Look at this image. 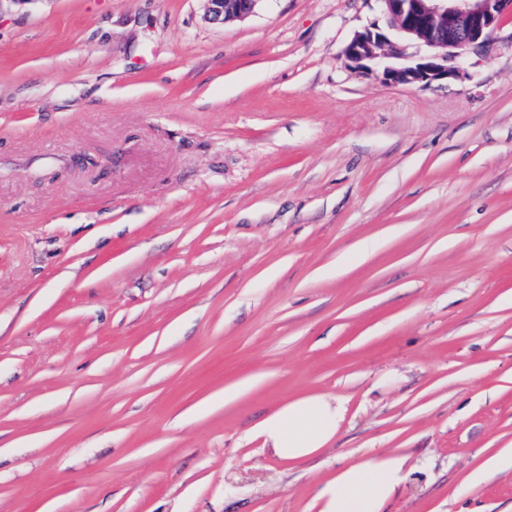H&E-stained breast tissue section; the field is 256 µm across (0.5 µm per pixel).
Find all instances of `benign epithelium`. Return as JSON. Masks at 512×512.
I'll list each match as a JSON object with an SVG mask.
<instances>
[{
    "mask_svg": "<svg viewBox=\"0 0 512 512\" xmlns=\"http://www.w3.org/2000/svg\"><path fill=\"white\" fill-rule=\"evenodd\" d=\"M262 0H206V17L215 25L244 19L255 13ZM390 23L405 36L434 53L409 59L407 47L390 40L376 27L356 33L344 55L353 69L367 68L374 49L383 48L403 64L383 70V80L395 85H429L458 80L467 73L458 60V50L479 49L501 23L512 3L509 0H379Z\"/></svg>",
    "mask_w": 512,
    "mask_h": 512,
    "instance_id": "obj_1",
    "label": "benign epithelium"
}]
</instances>
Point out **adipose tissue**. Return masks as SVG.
Segmentation results:
<instances>
[{
  "mask_svg": "<svg viewBox=\"0 0 512 512\" xmlns=\"http://www.w3.org/2000/svg\"><path fill=\"white\" fill-rule=\"evenodd\" d=\"M343 415L340 398L311 393L282 404L262 421L258 432L276 456L300 460L335 437ZM405 464L402 457L379 455L338 471L316 496L319 512H381L404 481Z\"/></svg>",
  "mask_w": 512,
  "mask_h": 512,
  "instance_id": "ef3b65f1",
  "label": "adipose tissue"
}]
</instances>
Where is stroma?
<instances>
[{
  "mask_svg": "<svg viewBox=\"0 0 512 512\" xmlns=\"http://www.w3.org/2000/svg\"><path fill=\"white\" fill-rule=\"evenodd\" d=\"M374 24L0 0V512H318L384 452L382 512H512V11L428 86L348 67ZM306 392L344 419L280 458ZM343 415L340 398L311 393L282 404L262 421L258 432L276 456L300 460L325 448L336 436ZM406 460L379 455L344 468L316 496L319 512H381L406 478Z\"/></svg>",
  "mask_w": 512,
  "mask_h": 512,
  "instance_id": "35a3bbf8",
  "label": "stroma"
}]
</instances>
